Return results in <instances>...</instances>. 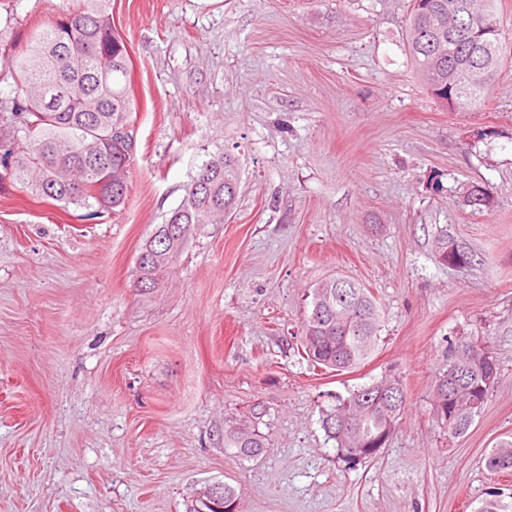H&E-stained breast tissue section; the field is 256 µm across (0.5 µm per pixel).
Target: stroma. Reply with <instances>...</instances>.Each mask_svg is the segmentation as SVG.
<instances>
[{
	"label": "stroma",
	"instance_id": "35a3bbf8",
	"mask_svg": "<svg viewBox=\"0 0 512 512\" xmlns=\"http://www.w3.org/2000/svg\"><path fill=\"white\" fill-rule=\"evenodd\" d=\"M72 0H0L24 48ZM410 0H111L137 110L124 206L0 188V512H185L230 483L241 512H475L512 433V0L490 99L446 110L406 55ZM236 156L239 203L169 276L136 258L209 155ZM489 185L491 209L466 203ZM473 259L440 261L438 236ZM341 275L382 307L371 359L314 367L298 338L311 290ZM500 376L459 435L431 412L450 336ZM399 377L407 407L373 461L321 428L330 392ZM266 414L256 461L224 429ZM487 471L494 474L512 473V438L504 440L491 448L483 458Z\"/></svg>",
	"mask_w": 512,
	"mask_h": 512
}]
</instances>
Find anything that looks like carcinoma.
I'll return each instance as SVG.
<instances>
[{"label":"carcinoma","instance_id":"cac0c4a2","mask_svg":"<svg viewBox=\"0 0 512 512\" xmlns=\"http://www.w3.org/2000/svg\"><path fill=\"white\" fill-rule=\"evenodd\" d=\"M49 27L35 33L22 50L9 55L7 74L16 95L0 101V186L17 182L40 197L85 208L112 210L125 204L132 154L117 141V131L133 127L135 105L129 92L130 56L124 40L112 30L107 0H78ZM426 12L410 11L407 55L427 91L448 107L479 108L489 94L500 66V37L495 15L497 0H429ZM469 65L462 85L448 82V70ZM241 168L230 154L202 163L186 187L181 204L169 216H179L180 236L174 240L160 224L141 251L154 254L153 263L136 265L137 286L156 288L186 248L196 227L224 223V210L234 211ZM467 203L477 211L490 207L487 188L474 186ZM439 258L453 256L463 264L471 254L451 238L437 241ZM342 289L332 278L312 289L311 311L302 331L307 356L327 369L350 371L375 351L382 316L380 305L364 286L346 279ZM332 296L331 311H323V294ZM496 360L467 337L448 339L442 369L436 377L432 411L448 433L463 432L484 407L497 383ZM334 405L321 411V426L336 444L338 458L355 465L386 446L385 430L395 429L406 407L401 381L385 376L369 385L332 395ZM254 411L242 423L224 430V449L242 461L265 452L266 438ZM348 428L336 431V420ZM487 471L512 473V439L490 449L483 458ZM476 512H512V494L490 487Z\"/></svg>","mask_w":512,"mask_h":512}]
</instances>
